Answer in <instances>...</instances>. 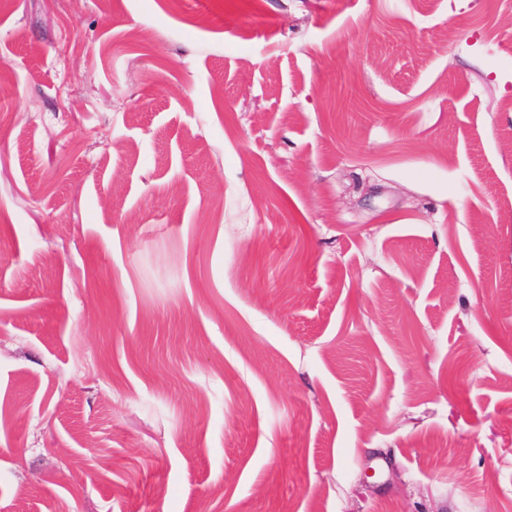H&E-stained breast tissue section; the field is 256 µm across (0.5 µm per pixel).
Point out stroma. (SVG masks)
<instances>
[{"mask_svg":"<svg viewBox=\"0 0 512 512\" xmlns=\"http://www.w3.org/2000/svg\"><path fill=\"white\" fill-rule=\"evenodd\" d=\"M0 512H512V0H0Z\"/></svg>","mask_w":512,"mask_h":512,"instance_id":"stroma-1","label":"stroma"}]
</instances>
